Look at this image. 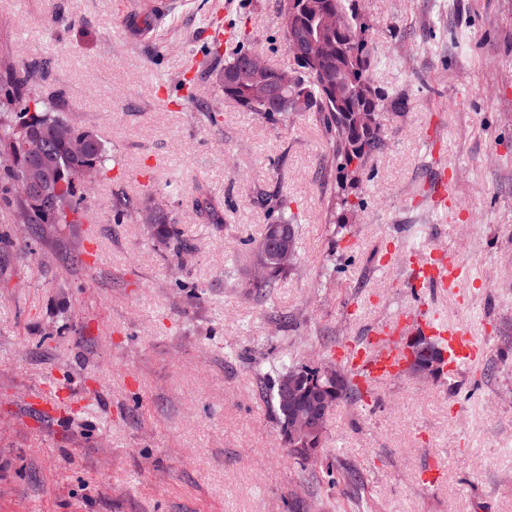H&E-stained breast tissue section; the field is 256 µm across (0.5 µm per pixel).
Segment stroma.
I'll return each instance as SVG.
<instances>
[{
	"label": "stroma",
	"mask_w": 512,
	"mask_h": 512,
	"mask_svg": "<svg viewBox=\"0 0 512 512\" xmlns=\"http://www.w3.org/2000/svg\"><path fill=\"white\" fill-rule=\"evenodd\" d=\"M152 2L0 0V41L122 160L88 221L23 230L0 206V512H512V0H359L375 83L408 104L386 113L345 224L325 221L315 114L273 123L216 81L248 48L291 67L277 0H173L162 18ZM229 26L239 41L207 56ZM199 187L223 223L197 213ZM117 194L152 198L193 252L116 218ZM281 195L296 259L245 295L229 258ZM442 254L471 279L424 302L472 327L483 358L360 383L363 402L327 416L322 463L299 464L272 378L339 363L414 311L410 272Z\"/></svg>",
	"instance_id": "35a3bbf8"
}]
</instances>
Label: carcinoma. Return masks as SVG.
I'll return each mask as SVG.
<instances>
[{
	"label": "carcinoma",
	"mask_w": 512,
	"mask_h": 512,
	"mask_svg": "<svg viewBox=\"0 0 512 512\" xmlns=\"http://www.w3.org/2000/svg\"><path fill=\"white\" fill-rule=\"evenodd\" d=\"M283 44H288V31H295L304 42L301 56L293 57L298 81L280 95L278 102L271 96L279 88V69L269 67L260 80L242 78L221 85L224 98L248 112L273 121H286L296 112H314L329 138L328 160L336 171L335 209L329 223H346V210L352 207L349 195L360 185L366 161L378 146L382 135L384 113L396 107V101L377 86L372 77L378 60L366 47L369 24L357 9V0H279ZM335 15L336 26L324 23ZM29 127H35L50 141V151L44 160L46 177L56 186L44 201L32 203L24 187L23 162L5 165L0 161V180L3 181L6 205L13 212L28 207L32 224H79L88 210L86 196L81 190L83 169L94 164L99 179L111 171L114 156L99 137L78 153L73 142L83 129L70 124L69 111L64 105L42 91L41 73L15 56L8 45L0 44V149L18 139ZM195 207L213 224L224 223V216L207 195L198 193ZM145 209L155 212L151 235L178 254L184 248L183 233L175 220L151 199L137 202L129 197L112 199L117 216L140 214ZM288 203L276 201L270 223L285 227L289 242L296 243L294 218L286 215ZM266 234L247 251L248 267L263 265L266 274L260 281L247 277L239 283L246 293L268 292L288 275L290 268L279 263L276 254L264 249ZM305 379L298 388V398L310 409H319L324 401L323 379L313 367H303ZM269 400L279 433H288V408L281 404L280 379L269 385ZM325 433L300 436L288 442V453L301 461L316 462L322 449Z\"/></svg>",
	"instance_id": "carcinoma-1"
}]
</instances>
